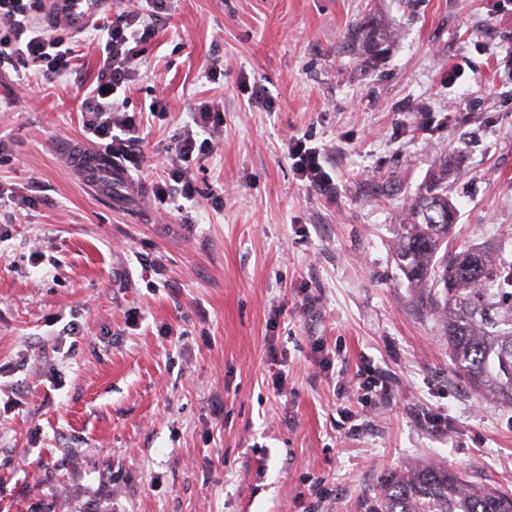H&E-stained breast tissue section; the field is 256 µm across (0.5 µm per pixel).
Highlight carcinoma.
I'll use <instances>...</instances> for the list:
<instances>
[{
	"instance_id": "1",
	"label": "carcinoma",
	"mask_w": 512,
	"mask_h": 512,
	"mask_svg": "<svg viewBox=\"0 0 512 512\" xmlns=\"http://www.w3.org/2000/svg\"><path fill=\"white\" fill-rule=\"evenodd\" d=\"M347 47L374 61L389 50L391 33L364 22L347 33ZM455 220L448 187L436 184L407 208L397 260L448 338V354L466 386L512 406V292L494 287L497 267L480 248H444ZM366 512H512V491L479 484L441 463L406 475L385 473Z\"/></svg>"
}]
</instances>
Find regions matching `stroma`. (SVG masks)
<instances>
[{"label":"stroma","instance_id":"1","mask_svg":"<svg viewBox=\"0 0 512 512\" xmlns=\"http://www.w3.org/2000/svg\"><path fill=\"white\" fill-rule=\"evenodd\" d=\"M370 18L396 38L366 67ZM137 51L117 101L144 139L108 196L67 157L101 49L53 82L0 67V512H364L427 460L512 490V408L460 383L394 260L446 155L449 249L512 261V0H167ZM198 101L224 120L176 211L154 183ZM288 156L298 179L307 187L320 192H332L335 183L321 150L307 147L305 140L292 136L288 141Z\"/></svg>","mask_w":512,"mask_h":512}]
</instances>
